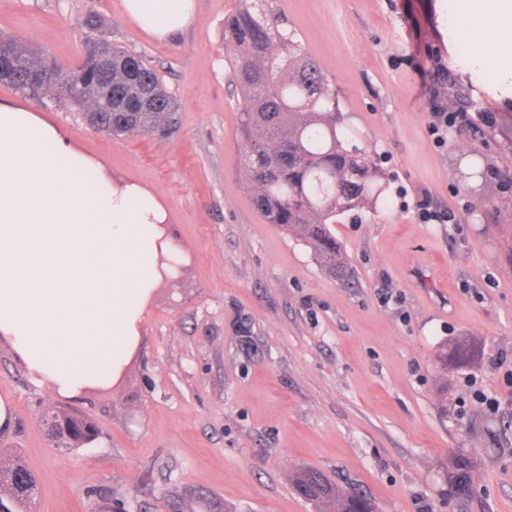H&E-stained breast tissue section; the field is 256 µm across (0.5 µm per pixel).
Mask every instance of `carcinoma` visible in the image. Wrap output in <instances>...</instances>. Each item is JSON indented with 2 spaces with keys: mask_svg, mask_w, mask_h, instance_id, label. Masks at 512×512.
Here are the masks:
<instances>
[{
  "mask_svg": "<svg viewBox=\"0 0 512 512\" xmlns=\"http://www.w3.org/2000/svg\"><path fill=\"white\" fill-rule=\"evenodd\" d=\"M224 18V44L230 49L232 78L241 95L239 133L244 165L256 188L253 202L269 224L296 231L321 267L348 276L331 225L350 211L376 207L386 183L376 164L349 144L341 129L339 101L326 79L265 0H236ZM112 53V69L103 75L99 49L87 47L81 62L60 69L39 52L9 35L0 37V83L32 96L66 92L70 105L100 116L97 131L114 136L134 132L163 136L178 124L175 99L159 74L140 56L103 43ZM474 346L467 340L443 349L438 359L466 364ZM13 477L27 482L20 499L30 512L35 476L18 465ZM296 491L315 512H376L374 503L348 492L315 468H301ZM471 486V462L464 455L451 461L449 488L464 493Z\"/></svg>",
  "mask_w": 512,
  "mask_h": 512,
  "instance_id": "1",
  "label": "carcinoma"
}]
</instances>
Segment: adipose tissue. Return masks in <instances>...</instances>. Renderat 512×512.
<instances>
[{
    "mask_svg": "<svg viewBox=\"0 0 512 512\" xmlns=\"http://www.w3.org/2000/svg\"><path fill=\"white\" fill-rule=\"evenodd\" d=\"M120 10L167 41L193 23L196 0ZM448 23L475 68L512 82V0H448ZM179 260L163 200L36 110L0 101V344L36 386L77 398L119 381Z\"/></svg>",
    "mask_w": 512,
    "mask_h": 512,
    "instance_id": "1",
    "label": "adipose tissue"
}]
</instances>
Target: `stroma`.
Wrapping results in <instances>:
<instances>
[{
    "instance_id": "stroma-1",
    "label": "stroma",
    "mask_w": 512,
    "mask_h": 512,
    "mask_svg": "<svg viewBox=\"0 0 512 512\" xmlns=\"http://www.w3.org/2000/svg\"><path fill=\"white\" fill-rule=\"evenodd\" d=\"M235 2L197 0L189 29L157 43L120 0H0V33L60 65L76 66L95 35L160 73L179 108L166 138L108 136L59 100L1 84L0 100L41 110L112 175L152 190L186 256L113 387L53 396L0 346V396L16 415L0 468L36 475L39 512H172L175 499L184 512H314L291 485L302 466L378 512H512V150L500 134L512 84L459 54L445 0H270L387 184L363 222L332 227L343 281L253 206L224 46ZM438 112L468 119L436 136ZM462 337L479 358L438 370V347ZM59 409L92 418L96 443L56 448L44 416ZM461 453L464 497L448 492ZM449 488L451 492L464 493L471 486V462L464 455H455L451 461Z\"/></svg>"
}]
</instances>
